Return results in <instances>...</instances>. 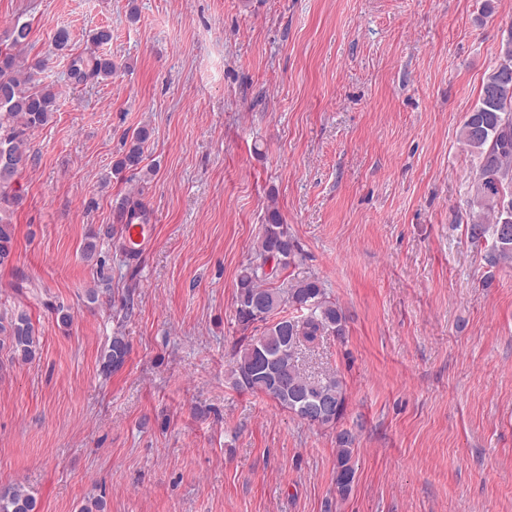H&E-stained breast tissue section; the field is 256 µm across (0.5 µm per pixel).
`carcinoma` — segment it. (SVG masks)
Listing matches in <instances>:
<instances>
[{
  "label": "carcinoma",
  "mask_w": 512,
  "mask_h": 512,
  "mask_svg": "<svg viewBox=\"0 0 512 512\" xmlns=\"http://www.w3.org/2000/svg\"><path fill=\"white\" fill-rule=\"evenodd\" d=\"M30 35L27 22L15 23L11 46L0 49V267L9 264L15 232L9 221L17 198L7 192L18 171L30 161L26 134L39 129L59 107V91L38 78L46 60L23 61L16 49ZM112 59L90 54L72 58L68 77L71 84L83 86L92 79L108 78L115 72ZM460 136L478 165L470 186L469 233L473 242L488 243L485 260L492 266L512 265V31L501 41L497 65L485 76L477 103L466 113ZM145 127L127 135L123 150L113 165L114 175L143 171ZM140 191L129 186L113 212V223L130 224L135 219L148 221ZM302 260L301 252L279 211H267L266 224L256 242L253 258L243 265L235 282V319L242 331L257 329L259 319L251 307L253 298L266 297L279 308H290L301 315L283 317L262 325L257 336L244 337L234 354L233 383L241 390L265 396L281 408L305 419L299 399L307 390L332 403L333 418L323 426L336 424L346 409V390L335 374L321 378L307 376L299 366L298 351L311 346L325 334L346 336V317L316 277L298 278L285 274ZM6 345L13 357L35 358L40 339L25 311L0 317V346ZM129 353L125 337L116 335L102 360L105 372L120 368ZM354 435L343 430L337 435L336 490L344 496L355 477L352 463ZM36 500L22 487L0 493V512H34Z\"/></svg>",
  "instance_id": "carcinoma-1"
}]
</instances>
